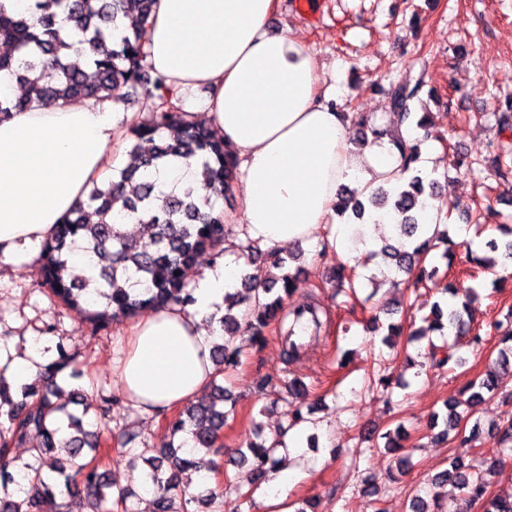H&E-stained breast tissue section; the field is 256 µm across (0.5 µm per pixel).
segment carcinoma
<instances>
[{"instance_id": "cac0c4a2", "label": "carcinoma", "mask_w": 512, "mask_h": 512, "mask_svg": "<svg viewBox=\"0 0 512 512\" xmlns=\"http://www.w3.org/2000/svg\"><path fill=\"white\" fill-rule=\"evenodd\" d=\"M52 2L63 13L60 22L55 14L39 15L28 8L9 15L0 7V41L21 50L16 57L0 56V71H10L26 87L24 96L14 101L0 98V114L59 100L114 99L123 88L139 89L146 99H158L160 104L149 108V115L130 129L134 143L128 155L138 158V163L121 169L117 180L90 190L88 204L95 206L101 220L86 223L79 208L65 215L44 243L38 258L43 282L71 315L97 327L136 318L171 303L190 304L194 298L183 280V269L205 252L216 259L224 256L227 217L202 212L186 202L195 192L192 185L184 188L181 197L164 195V204L155 207L153 199L158 191L153 170L175 159L198 157L203 186L225 194L232 189L236 164L223 140L207 127L188 120L182 105H168L173 92L165 79L146 74V21L154 0ZM64 24L84 36L94 58L82 63L83 50L71 44L74 58L62 59ZM48 70L57 73L53 84L43 81ZM418 91L417 86L391 85L392 109L405 112L407 101ZM357 124L365 131L362 147L368 138L383 135L381 127L365 115L358 116ZM434 184L431 174L417 170L406 185L391 192L379 186L370 200L375 206H385L389 197H394L392 210L397 223L407 237L418 238L424 224L416 208L423 202L426 189ZM127 215H136L139 223L151 225L149 240L124 235L115 227ZM433 241L455 246L448 231L443 230L410 251L386 245L383 253L395 267L394 273L414 274L418 281L432 279L438 268H427L425 260ZM242 251L264 257V264L240 269L238 281L244 292L224 295L225 312L218 324L225 340L213 350L220 377L239 365L245 348L265 341L272 322L284 323L285 300L299 284L300 271L290 272L289 259L252 245ZM76 254L88 258L90 277L79 280L65 276L68 257ZM444 292L450 296L448 304L444 308L433 306L432 322L415 331L414 339L445 329L458 338L471 332L470 308L478 296L477 289L468 287L461 294L450 283ZM497 329L501 332L500 343L506 345L499 350L497 364L512 371V315L498 323ZM234 336L243 337L241 344L229 343ZM66 367L67 359L61 354L43 366L42 389L26 387L19 399L11 395L0 373V512H41L47 501L55 503V512H74V504L83 501L90 505V512H103L104 505L111 501L122 512H134L128 504V493L114 490L101 472L104 433L85 428L88 407L80 391H73L67 404L59 400L63 392L60 373ZM497 389V375L492 370L470 381L463 390L467 398L446 403L439 438L446 441L448 432L463 429L485 394ZM236 402L234 393L216 382L209 401L193 403L167 419L170 441L151 449L149 470L143 473L144 486L155 495L154 512H190L187 504L191 502L224 496L222 484L208 485V475L219 470L210 455L218 452L220 434ZM71 404L82 406L81 413L69 410ZM25 445L32 446L31 459L22 461L11 456V449ZM282 446L281 439L270 442L258 432L256 439L238 449L240 463L249 467L253 483L261 485L268 473L277 469L280 458L276 452ZM57 448L68 449L66 459L56 456ZM195 472L202 474L203 482L193 490L189 474ZM449 483L470 500L482 501L483 512H512V492L487 495L485 484L467 472L459 459L451 460L447 469L429 479L431 499L415 496L411 512H434L439 490Z\"/></svg>"}]
</instances>
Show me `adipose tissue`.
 <instances>
[{
    "label": "adipose tissue",
    "mask_w": 512,
    "mask_h": 512,
    "mask_svg": "<svg viewBox=\"0 0 512 512\" xmlns=\"http://www.w3.org/2000/svg\"><path fill=\"white\" fill-rule=\"evenodd\" d=\"M275 0H155L145 61L175 99L206 86L212 93L189 113L223 137L237 162L233 184L241 221L225 247L251 240L263 249L324 241L345 257L379 248L399 230L385 210L361 225L333 222L338 189L370 193L406 180L390 141L364 152L347 148L349 120L323 91L319 63L292 33L273 32ZM139 116L115 101L72 100L0 116V269L16 266V248L37 246L61 218L109 180L122 159L121 127ZM238 276L234 264L202 271L194 302L171 304L124 325L117 370L134 408L160 415L210 384L214 340L203 326Z\"/></svg>",
    "instance_id": "obj_1"
}]
</instances>
